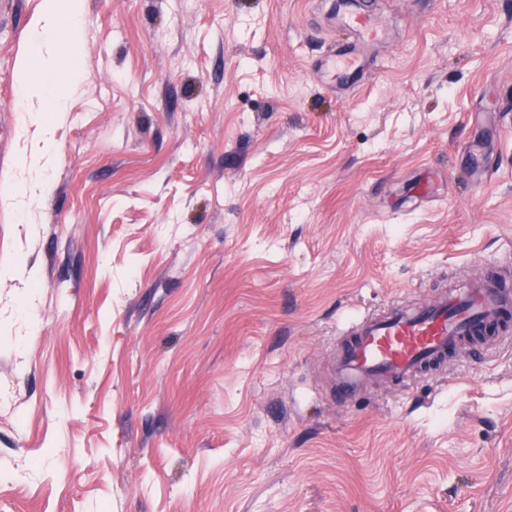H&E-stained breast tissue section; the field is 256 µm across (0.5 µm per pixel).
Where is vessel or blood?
Instances as JSON below:
<instances>
[{"label": "vessel or blood", "instance_id": "1", "mask_svg": "<svg viewBox=\"0 0 512 512\" xmlns=\"http://www.w3.org/2000/svg\"><path fill=\"white\" fill-rule=\"evenodd\" d=\"M357 42L339 52L336 77L346 83L364 69L363 50L384 29L367 15L349 16ZM512 310V283L489 275L436 301L384 315L369 313L342 331L346 341L333 361L332 398L343 404L358 390L379 382L405 383L454 352L465 336L497 328Z\"/></svg>", "mask_w": 512, "mask_h": 512}]
</instances>
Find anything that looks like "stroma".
Instances as JSON below:
<instances>
[{"label": "stroma", "mask_w": 512, "mask_h": 512, "mask_svg": "<svg viewBox=\"0 0 512 512\" xmlns=\"http://www.w3.org/2000/svg\"><path fill=\"white\" fill-rule=\"evenodd\" d=\"M42 2L0 0V512H512V326L330 398L348 321L512 255V0H361L344 90L328 0H82L38 154ZM346 21L355 31L358 41L336 54V60L332 63L336 69V78L345 84L354 76L358 77L363 71V49L380 40L384 33L383 27L378 22L362 13L351 15ZM22 70L24 73L23 79L19 82L17 80V91L18 94L24 99L31 95L45 94L46 88L40 77L39 72L31 67L29 59L26 57V61L22 64Z\"/></svg>", "instance_id": "stroma-1"}]
</instances>
